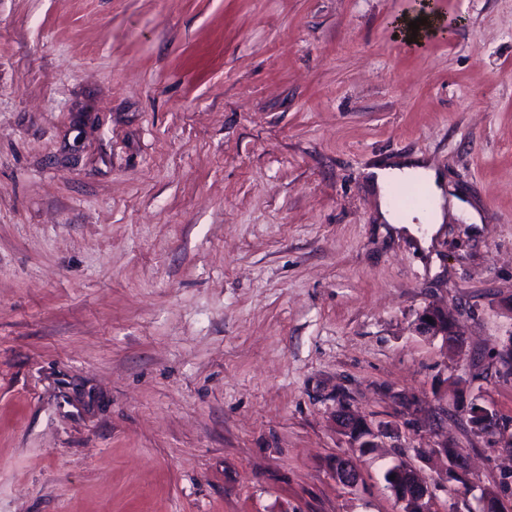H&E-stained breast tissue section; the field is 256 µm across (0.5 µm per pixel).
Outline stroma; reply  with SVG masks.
<instances>
[{
  "label": "stroma",
  "mask_w": 512,
  "mask_h": 512,
  "mask_svg": "<svg viewBox=\"0 0 512 512\" xmlns=\"http://www.w3.org/2000/svg\"><path fill=\"white\" fill-rule=\"evenodd\" d=\"M0 0V512H398V461L470 455L435 512L512 505V0ZM420 158L481 221L380 223ZM455 314L461 354L418 336ZM349 404L393 426L358 458ZM417 18H426V21H424V25H420V22H417V24H419L418 32H416V36H412V30L415 29L409 28L408 23ZM392 27L393 33L397 39H401L406 42L413 40V43H418L425 38L427 33L430 34L441 31L444 28V20L431 13L428 9H425L422 12L418 11L416 15L397 18L393 22ZM426 317L432 318V323L426 320ZM454 318L448 315L447 311H442L435 306H426L417 315L415 321V332L429 340H441L443 345L448 348V334L457 338V345L461 352L464 346V336L457 332V328H451L449 321L454 322ZM458 404L463 414L468 417V421L479 418V421L475 424L469 421V424L476 432L488 436L503 434L501 419L493 408L481 406L473 400L467 402L466 399H463V396L459 397ZM337 480L346 486H353L360 479V470L356 461L350 457L337 456L334 463Z\"/></svg>",
  "instance_id": "1"
}]
</instances>
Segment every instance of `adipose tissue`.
<instances>
[{
	"mask_svg": "<svg viewBox=\"0 0 512 512\" xmlns=\"http://www.w3.org/2000/svg\"><path fill=\"white\" fill-rule=\"evenodd\" d=\"M405 179L422 180L430 205L427 209L399 215L393 212L389 187L393 182ZM369 183L377 199L379 215L388 224L404 233H415L417 225L440 224L444 221V180L427 163L420 160H407L397 166L371 169Z\"/></svg>",
	"mask_w": 512,
	"mask_h": 512,
	"instance_id": "obj_1",
	"label": "adipose tissue"
}]
</instances>
